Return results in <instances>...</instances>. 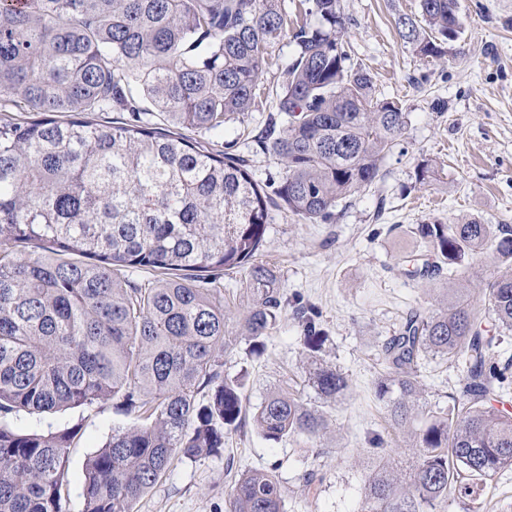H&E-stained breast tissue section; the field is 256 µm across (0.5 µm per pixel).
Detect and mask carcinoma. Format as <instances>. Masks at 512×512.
<instances>
[{"mask_svg":"<svg viewBox=\"0 0 512 512\" xmlns=\"http://www.w3.org/2000/svg\"><path fill=\"white\" fill-rule=\"evenodd\" d=\"M302 3L290 30L280 0H0V105L30 111L0 113V512H66L76 431H17L8 418L20 411L112 398L139 419L88 458L82 512H133L175 463L220 453L247 415V373H224V354L243 344L263 353L290 304L318 398L349 390L321 359L317 312L290 303L259 260L268 213L280 204L329 221L338 200L376 180L407 115L350 63L341 0ZM398 27L422 59L463 33L456 0H420V18L401 16ZM286 37L295 53L276 106L288 121L255 136L282 165L272 197L243 159L181 130L221 132L252 111L270 49ZM108 112L129 119L95 120ZM411 233L423 247L400 257L409 277L453 280L490 248L504 272L472 301L457 293L443 309L411 310L385 344L375 393L411 433L415 464L402 482L379 458L360 512H446L450 496L481 512L483 482L512 468V412L501 401L512 363L491 357L498 331H512V226L435 222ZM132 269L156 279L134 280ZM227 271L242 274L241 320L224 295ZM428 354L457 362L465 378L451 404L421 411ZM251 420L275 443L329 427L321 406L288 386ZM323 480L301 477L311 497ZM285 501L276 474L253 470L234 481L229 512H286Z\"/></svg>","mask_w":512,"mask_h":512,"instance_id":"cac0c4a2","label":"carcinoma"}]
</instances>
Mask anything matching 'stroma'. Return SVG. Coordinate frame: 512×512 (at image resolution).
<instances>
[{
    "mask_svg": "<svg viewBox=\"0 0 512 512\" xmlns=\"http://www.w3.org/2000/svg\"><path fill=\"white\" fill-rule=\"evenodd\" d=\"M342 5L352 63L368 71L380 97L399 103L407 125L398 147L382 161L376 182L340 200L331 221L313 224L271 209L260 258L276 267L288 299L319 312L327 337L322 357L347 375L350 388L327 407L330 427L320 438L273 443L245 424L220 454L175 463L134 512H227L232 477L254 469L279 476L288 512H358L367 465L376 452L373 436L397 449V475L411 463L402 451L405 432L392 426L374 393L384 368V343L409 309H434L441 298L438 284L405 277L397 266L398 255L418 245L411 227L474 219L512 225V0H458L464 31L434 59L417 57L399 34V16L417 14L418 0H342ZM293 52L291 40L274 45L266 92L243 120L226 123L223 133L197 136L207 147L247 159L253 178L270 193L279 185L281 168L254 137L269 121L286 123L276 110L275 90ZM424 163L437 176L420 184L416 171ZM301 334L289 312L271 331L262 356L241 348L225 354V372L247 370L251 405L284 384L314 400L305 382ZM421 378L426 385L422 405L444 406L449 393L459 389L462 372L429 358ZM135 422V416L101 401L56 413L22 412L11 425L21 432L78 429L68 459L66 510L81 512L88 458L113 430ZM320 448L329 449V456L317 457ZM313 466L325 479L311 498L299 476Z\"/></svg>",
    "mask_w": 512,
    "mask_h": 512,
    "instance_id": "stroma-1",
    "label": "stroma"
}]
</instances>
